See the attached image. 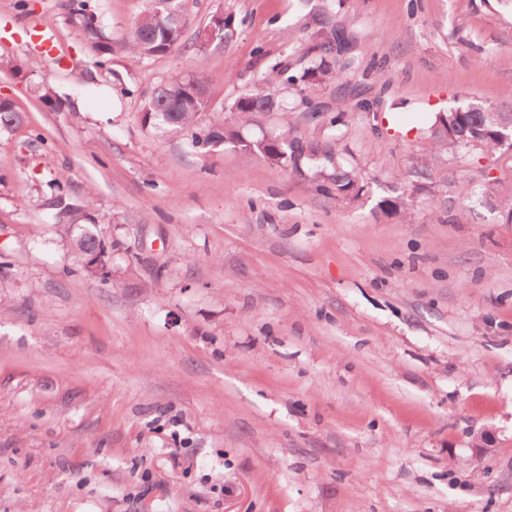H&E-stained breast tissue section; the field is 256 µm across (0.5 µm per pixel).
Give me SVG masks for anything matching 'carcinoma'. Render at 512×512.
<instances>
[{"instance_id":"obj_1","label":"carcinoma","mask_w":512,"mask_h":512,"mask_svg":"<svg viewBox=\"0 0 512 512\" xmlns=\"http://www.w3.org/2000/svg\"><path fill=\"white\" fill-rule=\"evenodd\" d=\"M181 8V0H151L146 13L127 35L122 49L140 58H149L165 55L179 47L182 41ZM68 9L93 53L94 65L105 68L106 63L112 61L114 48L112 39L101 31L92 0H69ZM341 37L343 34L336 29L324 33L313 46V51L317 52L316 63L308 74L283 79L280 72L273 70L263 76L262 86L232 104L234 119L230 122L224 118V113L215 112L208 128L197 125L200 114L208 111L210 106L206 81L201 76L158 86L144 103L143 121L184 137L199 151L229 143L271 166L290 168L301 176L304 175L303 162L308 161L309 181L319 191L338 200L354 201L361 191L355 167L340 161L332 143L303 139L288 128L258 135L247 131L248 127L258 124L260 117L283 109L284 101L276 95L281 85L290 89L307 77L314 81L333 80L341 86L349 84L356 59L341 51ZM293 109L306 113V120L316 126L325 123L329 130L336 126V118H326L305 96L293 102ZM507 113L512 114L511 105L477 96L469 97L462 106L437 113L434 122L418 128L426 148L409 169L411 180L403 186L402 195L381 200L379 207L396 214L405 211L404 195L421 189L420 180L443 163L450 152L463 148L493 157L500 151H511L512 144L502 137L503 116ZM25 122V113L12 101H0V133L12 132ZM508 192L497 177H486L479 187L484 204L494 210ZM65 243L81 259L85 270L104 279L108 277L104 260L108 246L104 237L82 229L68 230Z\"/></svg>"}]
</instances>
